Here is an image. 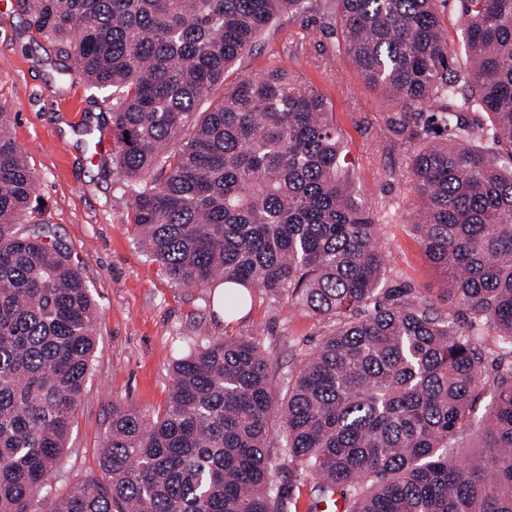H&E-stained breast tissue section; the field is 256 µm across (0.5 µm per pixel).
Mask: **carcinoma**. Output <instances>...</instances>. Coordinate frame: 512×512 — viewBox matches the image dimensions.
Returning a JSON list of instances; mask_svg holds the SVG:
<instances>
[{"label":"carcinoma","instance_id":"obj_1","mask_svg":"<svg viewBox=\"0 0 512 512\" xmlns=\"http://www.w3.org/2000/svg\"><path fill=\"white\" fill-rule=\"evenodd\" d=\"M318 0H20L68 76L112 92V164L138 247L176 284L224 278L234 316L285 290L333 328L278 399L254 338L171 366L163 411L112 405L102 479L48 495L97 345L82 276L50 236L0 105V512H512V0H336L338 51L440 141L411 158L412 229L448 311L386 287L378 217L353 188L332 106L282 67L229 72L276 18ZM220 96H215L217 89ZM484 113L491 128L467 119ZM280 422L284 449L272 451ZM464 437L479 452L461 453ZM447 1L439 6L441 24L448 32L449 45L455 52L458 62L463 65L466 53L462 38V27L458 21L455 2L453 0Z\"/></svg>","mask_w":512,"mask_h":512}]
</instances>
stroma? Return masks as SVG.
<instances>
[{
    "label": "stroma",
    "instance_id": "obj_1",
    "mask_svg": "<svg viewBox=\"0 0 512 512\" xmlns=\"http://www.w3.org/2000/svg\"><path fill=\"white\" fill-rule=\"evenodd\" d=\"M336 43L335 27L318 14L284 15L263 31L240 68L287 67L326 96L356 159L354 188L380 216L388 284L439 300L441 276L409 221L414 192L407 167L422 142L396 124L395 108ZM61 60L58 46L28 26L16 0H0V104L14 115L13 138L36 174L42 218L81 270L98 315L97 349L53 478L57 490L71 479L99 476L98 451L113 403L162 412L171 365L189 348L217 338L260 340L281 396L287 377L332 327L294 307L287 294L271 298L257 290L230 319L217 301L220 281L196 288L167 278L136 243L122 173L90 153L92 138L112 132V101L82 81L62 79Z\"/></svg>",
    "mask_w": 512,
    "mask_h": 512
}]
</instances>
